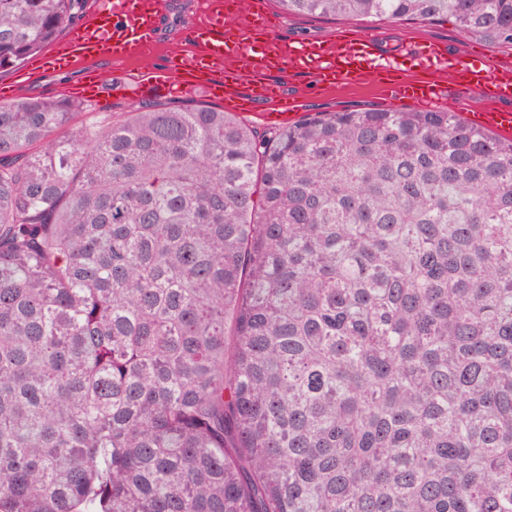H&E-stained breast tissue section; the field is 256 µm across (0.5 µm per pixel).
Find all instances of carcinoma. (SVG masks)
Masks as SVG:
<instances>
[{"instance_id":"carcinoma-1","label":"carcinoma","mask_w":512,"mask_h":512,"mask_svg":"<svg viewBox=\"0 0 512 512\" xmlns=\"http://www.w3.org/2000/svg\"><path fill=\"white\" fill-rule=\"evenodd\" d=\"M87 2L0 0V70ZM277 2L512 46V0ZM0 512H512V139L0 103Z\"/></svg>"}]
</instances>
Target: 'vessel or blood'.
<instances>
[{"label":"vessel or blood","mask_w":512,"mask_h":512,"mask_svg":"<svg viewBox=\"0 0 512 512\" xmlns=\"http://www.w3.org/2000/svg\"><path fill=\"white\" fill-rule=\"evenodd\" d=\"M173 25L195 43V50L165 62L153 61L151 49L161 46ZM119 59L135 64V71L113 74L110 65ZM92 60L102 64L92 76L96 88L111 83L138 99L159 92L176 94L184 87L200 89L236 112L264 107L266 121L281 123L294 120L305 107L299 95L271 81L274 72L304 69L324 88L370 83L389 106L436 111L452 106L444 86L450 79L481 92L482 109L470 113L472 122L512 131V112L496 109L501 100H512L511 65L491 60L477 70L462 56L423 44L408 49L401 59L377 52L375 38L368 35L326 44L281 40L272 32L261 40H244L224 0H205L203 18L179 21L172 16L170 0H98L78 33L55 46L46 64L62 71Z\"/></svg>","instance_id":"b4317fda"}]
</instances>
